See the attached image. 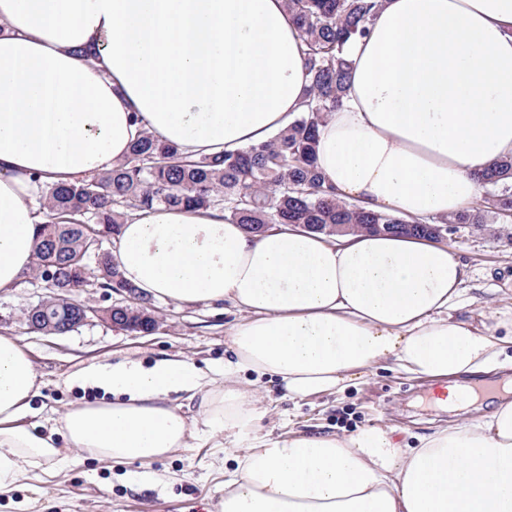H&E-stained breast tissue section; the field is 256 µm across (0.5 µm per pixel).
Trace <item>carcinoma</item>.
I'll use <instances>...</instances> for the list:
<instances>
[{"label": "carcinoma", "instance_id": "cac0c4a2", "mask_svg": "<svg viewBox=\"0 0 512 512\" xmlns=\"http://www.w3.org/2000/svg\"><path fill=\"white\" fill-rule=\"evenodd\" d=\"M300 29L309 76L302 110L269 141L237 152L189 159L170 143L145 132L126 158L91 180L57 185L45 195V221L32 275L55 301L67 289L127 288L106 242L137 211L156 207L220 208L224 218L261 234L269 224H305L334 236L371 232L437 236L430 225L373 212L336 198L316 166L318 127L338 107L350 81L346 43L367 32L381 0H285ZM481 197L472 208L442 217L441 224H486L494 215L512 221V156L478 175ZM96 279L88 284L85 268Z\"/></svg>", "mask_w": 512, "mask_h": 512}]
</instances>
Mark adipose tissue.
I'll list each match as a JSON object with an SVG mask.
<instances>
[{"mask_svg": "<svg viewBox=\"0 0 512 512\" xmlns=\"http://www.w3.org/2000/svg\"><path fill=\"white\" fill-rule=\"evenodd\" d=\"M346 52L348 89L320 126L326 182L411 219L473 206L477 172L512 155V0H382ZM307 85L285 0H0V292L32 270L49 185L110 171L146 131L188 156L264 143ZM111 257L145 295L233 305L224 377L181 359L84 367L71 381L110 400L68 408L44 432L31 421L41 377L0 335V489L75 449L150 462L221 434L239 452L217 512H512V401L463 412L466 380L506 368L512 312L492 325L454 316L467 271L447 245L252 235L218 209L158 208L122 224ZM381 364L439 383L458 418L415 448L373 426L267 439L238 381L274 377L305 399ZM173 392L198 398V420Z\"/></svg>", "mask_w": 512, "mask_h": 512, "instance_id": "obj_1", "label": "adipose tissue"}]
</instances>
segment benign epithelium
<instances>
[{
	"instance_id": "1",
	"label": "benign epithelium",
	"mask_w": 512,
	"mask_h": 512,
	"mask_svg": "<svg viewBox=\"0 0 512 512\" xmlns=\"http://www.w3.org/2000/svg\"><path fill=\"white\" fill-rule=\"evenodd\" d=\"M118 292L126 294L128 303H113L105 308H94L70 294L59 296V303L66 308V319L58 322L39 315L46 301L41 300L29 307L25 324L28 330L40 334L63 335L72 332L95 317L109 323L120 331L153 330L157 322L155 316L145 312L139 302V291L135 288H120Z\"/></svg>"
}]
</instances>
